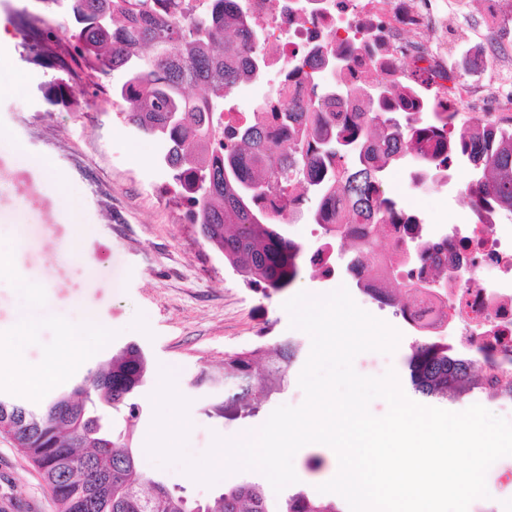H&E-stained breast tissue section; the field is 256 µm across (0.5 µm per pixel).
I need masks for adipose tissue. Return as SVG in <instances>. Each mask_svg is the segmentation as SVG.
<instances>
[{"instance_id":"1","label":"adipose tissue","mask_w":512,"mask_h":512,"mask_svg":"<svg viewBox=\"0 0 512 512\" xmlns=\"http://www.w3.org/2000/svg\"><path fill=\"white\" fill-rule=\"evenodd\" d=\"M85 353L80 331H71L63 344L45 353L44 365L40 371H30L22 362H15L12 367L14 386L28 394H38L56 382L59 375L70 366L79 362Z\"/></svg>"}]
</instances>
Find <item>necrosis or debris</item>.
I'll list each match as a JSON object with an SVG mask.
<instances>
[{
  "instance_id": "necrosis-or-debris-1",
  "label": "necrosis or debris",
  "mask_w": 512,
  "mask_h": 512,
  "mask_svg": "<svg viewBox=\"0 0 512 512\" xmlns=\"http://www.w3.org/2000/svg\"><path fill=\"white\" fill-rule=\"evenodd\" d=\"M253 36L269 60L277 90L311 96L324 71L289 83L290 68L324 49L325 37L354 48L345 73L353 87L378 70L411 83L428 98L448 101V14L429 0H247ZM427 236L448 258L447 267L418 272L409 257L414 236ZM391 247L372 268L349 269L343 260L326 264L325 280L357 289L383 303L392 280L417 290L413 309L397 317L415 332H449L467 348L512 357V228L505 224H398Z\"/></svg>"
}]
</instances>
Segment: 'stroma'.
I'll return each instance as SVG.
<instances>
[{
    "label": "stroma",
    "instance_id": "35a3bbf8",
    "mask_svg": "<svg viewBox=\"0 0 512 512\" xmlns=\"http://www.w3.org/2000/svg\"><path fill=\"white\" fill-rule=\"evenodd\" d=\"M448 16V64L459 88L477 90L476 116H502L503 90L495 79L512 69V13L484 29L486 0H453ZM39 13L41 0H0V29L10 47L0 54V251L7 258L0 275V349L11 350L18 306L24 297L17 282H36L48 296V322L26 340L23 364L40 369L47 350L63 341L65 326L93 310L111 329L106 343L92 333L89 351L56 385L26 396L9 383L0 394L38 405L109 359L128 343L138 344L154 369L137 401L132 445L150 477L170 487L186 488L194 501H208L225 487L263 481L256 470L224 475L206 486L195 482L182 464H164L145 450L151 430L152 393L158 369L172 370L176 388L189 399V457L203 456L214 437L233 440L248 427L261 425L280 405L299 406L304 393L297 380L255 415L234 421L207 416L211 391L194 388L204 370L223 367L227 355L286 336L305 339L291 328L284 303L299 292L318 296L334 290L315 267L305 266L293 288L265 293L247 285L190 224L185 207L174 205L172 174L161 163V148L151 137L126 124L125 103L111 87L97 85L76 62L58 56L54 46L31 49L22 8ZM73 90L67 105H50L55 79ZM21 91H14V83ZM21 143L23 156L10 143ZM51 162L58 179L72 189L75 209H66L47 183L43 164ZM471 171L462 164L439 194L417 199V206L438 224L473 221L459 198ZM326 448L304 447L293 458L298 488L317 495L326 475L320 462ZM0 512H57V505L34 465L10 439L0 436Z\"/></svg>",
    "mask_w": 512,
    "mask_h": 512
}]
</instances>
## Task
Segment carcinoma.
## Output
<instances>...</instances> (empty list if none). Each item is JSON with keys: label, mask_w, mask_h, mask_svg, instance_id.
Masks as SVG:
<instances>
[{"label": "carcinoma", "mask_w": 512, "mask_h": 512, "mask_svg": "<svg viewBox=\"0 0 512 512\" xmlns=\"http://www.w3.org/2000/svg\"><path fill=\"white\" fill-rule=\"evenodd\" d=\"M48 1L74 20L79 57L99 80L110 84L112 72H124L112 89L127 105L124 120L159 142L189 222L204 228V239L252 285L284 291L309 262V252L280 231L301 210L264 204L281 189L290 202L315 193L312 222L330 233L342 220L348 227L338 238L357 240L364 250L403 219L382 190L390 164L412 160L430 172L466 163L473 179L462 194L478 223L512 214L509 119L488 114L459 125L458 113L391 81L376 95L371 86L358 88L363 110L340 111L349 89L330 84L234 126L224 122V101L266 67L248 44L244 0H205L187 19L171 0ZM272 119L288 128V145L269 140ZM304 351V342L285 337L227 356L219 372H200L193 385L216 390L207 415L236 420L254 413L285 388ZM475 362L419 341L407 361L411 391L431 400L476 387ZM149 374L147 355L129 343L40 405L0 396V435L39 469L59 512H188L185 490L149 477L130 446ZM115 412L125 414V429L114 428ZM204 512L340 510L303 489L272 500L263 483L246 481L206 502Z\"/></svg>", "instance_id": "cac0c4a2"}]
</instances>
